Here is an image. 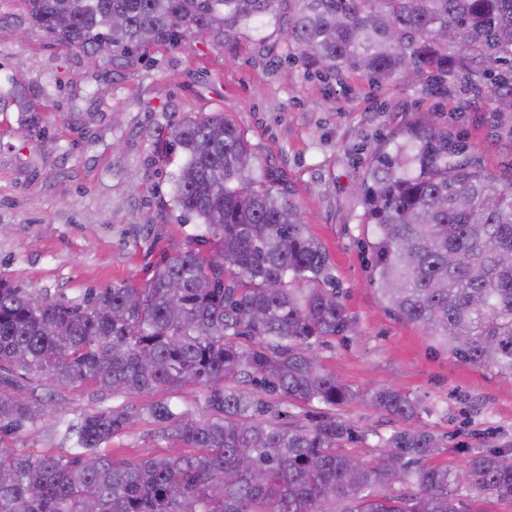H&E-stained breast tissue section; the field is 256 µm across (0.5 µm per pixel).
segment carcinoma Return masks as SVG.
Returning <instances> with one entry per match:
<instances>
[{"mask_svg":"<svg viewBox=\"0 0 512 512\" xmlns=\"http://www.w3.org/2000/svg\"><path fill=\"white\" fill-rule=\"evenodd\" d=\"M24 3L30 25L91 59L109 41L131 57L176 46L196 26L224 43L269 21L315 76L353 70L379 83L411 73L465 92L486 79L499 108L512 107V0ZM156 157L181 160L171 210L204 234L161 258L143 285L95 289L78 304L0 278V434L49 412L24 394L30 374L129 398L194 386L203 412L157 401L57 420L49 434L73 453L0 450V512H463L465 492L512 498V448L479 450L451 471L426 465L444 448L439 437L399 426L379 438L374 460L344 452L355 430L336 407L359 399L410 422L420 405L387 386L356 393L313 354L353 340L359 324L288 188L257 171L222 112L168 123ZM360 196L386 306L459 361L512 378V179L419 120L369 149ZM258 389L324 411L307 427L266 418ZM141 415L167 452L112 458L102 445Z\"/></svg>","mask_w":512,"mask_h":512,"instance_id":"1","label":"carcinoma"}]
</instances>
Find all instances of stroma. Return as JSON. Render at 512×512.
I'll return each mask as SVG.
<instances>
[{
  "mask_svg": "<svg viewBox=\"0 0 512 512\" xmlns=\"http://www.w3.org/2000/svg\"><path fill=\"white\" fill-rule=\"evenodd\" d=\"M26 16L23 0H0V277L70 303L146 280L198 232L169 208V172L155 163L154 143L172 118L220 112L290 190L359 322L349 343L314 346L324 367L354 391L387 385L418 400L421 423L447 445L432 465L460 470L467 449L512 443V379L455 359L382 303L357 191L366 150L415 120L449 127L487 172L507 175L512 112L492 103L489 82L464 94L400 78L377 85L358 71L320 80L300 55L284 58L274 24L223 45L188 38L133 58L107 47L91 66ZM27 393L58 404L62 420L127 402L90 384L56 393L37 377ZM336 414L367 431L346 446L367 460L396 426L359 400ZM110 446L116 458L165 449L142 420Z\"/></svg>",
  "mask_w": 512,
  "mask_h": 512,
  "instance_id": "stroma-1",
  "label": "stroma"
}]
</instances>
